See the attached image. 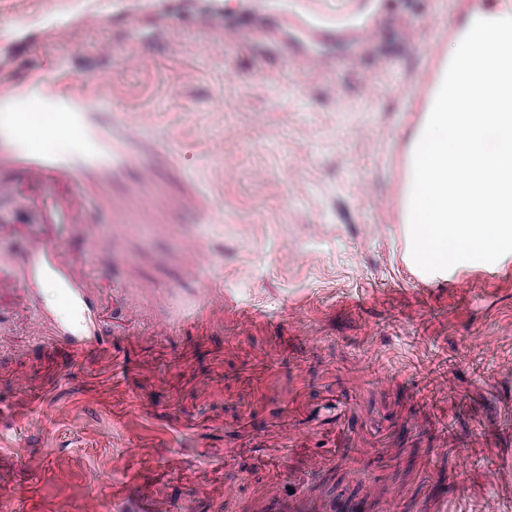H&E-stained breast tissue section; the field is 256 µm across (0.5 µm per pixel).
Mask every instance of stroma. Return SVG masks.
I'll return each instance as SVG.
<instances>
[{"label": "stroma", "instance_id": "obj_1", "mask_svg": "<svg viewBox=\"0 0 512 512\" xmlns=\"http://www.w3.org/2000/svg\"><path fill=\"white\" fill-rule=\"evenodd\" d=\"M223 2L220 29L151 9L133 30L120 0H96L105 27L74 0H0L13 84L66 75L171 147L104 194L59 186L70 208L49 229L36 188L0 168V267L21 260L17 232L46 235L87 256L104 315L136 318L120 381L111 347L48 346L28 308L55 310L52 287L0 291V490H24L19 512H266L292 488L315 512H512V263L415 287L392 207L420 118L404 93L455 0H352L377 27L364 45L289 31L297 0ZM306 47L332 64L299 73ZM126 203L145 206L132 223L82 222ZM219 290L223 327L187 326Z\"/></svg>", "mask_w": 512, "mask_h": 512}]
</instances>
